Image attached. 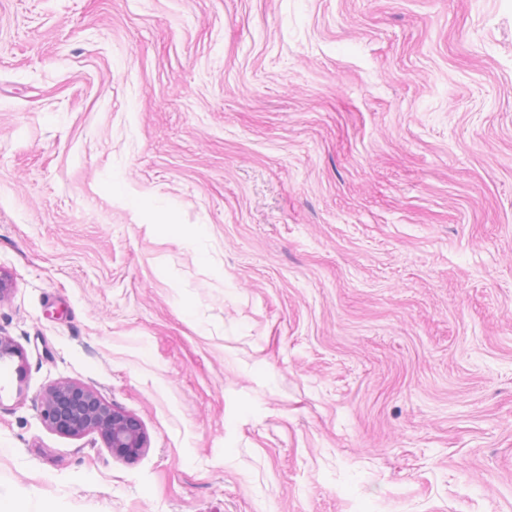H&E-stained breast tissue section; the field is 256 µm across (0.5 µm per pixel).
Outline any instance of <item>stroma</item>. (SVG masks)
I'll list each match as a JSON object with an SVG mask.
<instances>
[{
	"label": "stroma",
	"mask_w": 512,
	"mask_h": 512,
	"mask_svg": "<svg viewBox=\"0 0 512 512\" xmlns=\"http://www.w3.org/2000/svg\"><path fill=\"white\" fill-rule=\"evenodd\" d=\"M0 272V493L512 512V0H0ZM42 423L51 431L79 437L96 433L114 458L138 459L149 438L141 420L106 400L90 385L60 381L44 393L40 407Z\"/></svg>",
	"instance_id": "1"
}]
</instances>
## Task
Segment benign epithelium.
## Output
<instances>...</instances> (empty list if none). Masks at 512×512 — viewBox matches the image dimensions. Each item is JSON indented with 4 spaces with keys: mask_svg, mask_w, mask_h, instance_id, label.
I'll list each match as a JSON object with an SVG mask.
<instances>
[{
    "mask_svg": "<svg viewBox=\"0 0 512 512\" xmlns=\"http://www.w3.org/2000/svg\"><path fill=\"white\" fill-rule=\"evenodd\" d=\"M40 418L48 429L61 435L97 434L120 460L134 461L149 448L141 420L84 383L60 381L51 385L42 397Z\"/></svg>",
    "mask_w": 512,
    "mask_h": 512,
    "instance_id": "7a95c632",
    "label": "benign epithelium"
}]
</instances>
